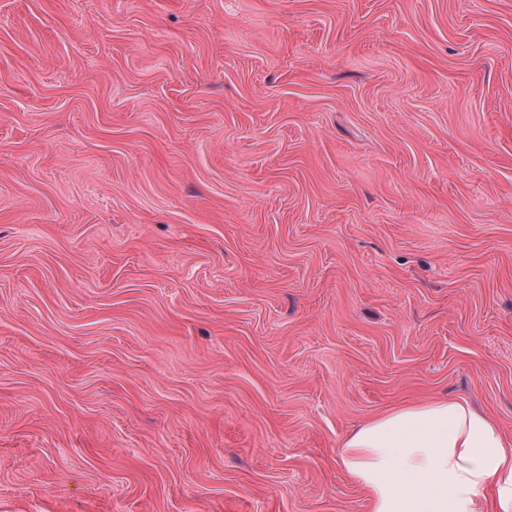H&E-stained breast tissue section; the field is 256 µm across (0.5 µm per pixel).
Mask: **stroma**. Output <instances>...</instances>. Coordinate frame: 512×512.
Here are the masks:
<instances>
[{
	"label": "stroma",
	"mask_w": 512,
	"mask_h": 512,
	"mask_svg": "<svg viewBox=\"0 0 512 512\" xmlns=\"http://www.w3.org/2000/svg\"><path fill=\"white\" fill-rule=\"evenodd\" d=\"M448 396L512 435V0H0V512H369Z\"/></svg>",
	"instance_id": "obj_1"
}]
</instances>
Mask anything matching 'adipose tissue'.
I'll return each mask as SVG.
<instances>
[{
	"label": "adipose tissue",
	"mask_w": 512,
	"mask_h": 512,
	"mask_svg": "<svg viewBox=\"0 0 512 512\" xmlns=\"http://www.w3.org/2000/svg\"><path fill=\"white\" fill-rule=\"evenodd\" d=\"M339 464L370 512H512V438L461 397L370 418L345 440Z\"/></svg>",
	"instance_id": "ef3b65f1"
}]
</instances>
